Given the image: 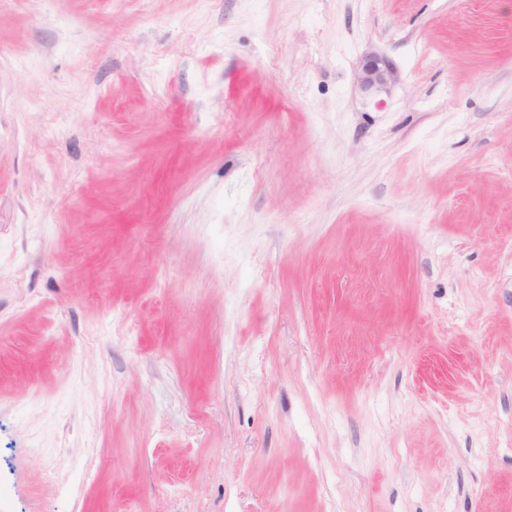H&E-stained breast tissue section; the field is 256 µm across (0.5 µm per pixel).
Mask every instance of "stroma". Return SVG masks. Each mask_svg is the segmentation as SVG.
Segmentation results:
<instances>
[{
    "label": "stroma",
    "mask_w": 512,
    "mask_h": 512,
    "mask_svg": "<svg viewBox=\"0 0 512 512\" xmlns=\"http://www.w3.org/2000/svg\"><path fill=\"white\" fill-rule=\"evenodd\" d=\"M0 512H512V0H0ZM393 77L392 63L383 57H370L362 64L359 86L365 93L384 91Z\"/></svg>",
    "instance_id": "1"
}]
</instances>
